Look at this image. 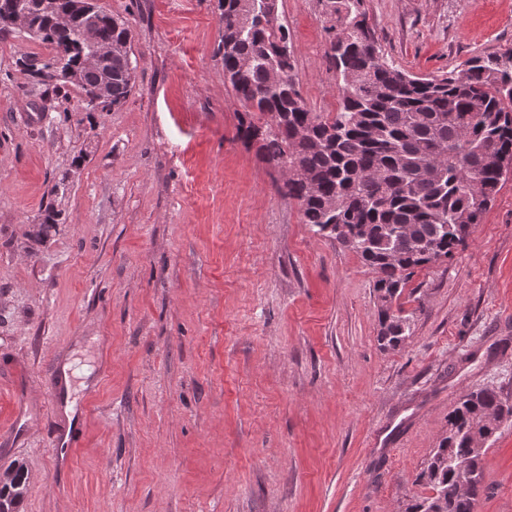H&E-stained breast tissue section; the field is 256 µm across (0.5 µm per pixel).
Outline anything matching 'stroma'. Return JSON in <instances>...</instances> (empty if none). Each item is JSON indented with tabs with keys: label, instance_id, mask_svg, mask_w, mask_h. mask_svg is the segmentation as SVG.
<instances>
[{
	"label": "stroma",
	"instance_id": "obj_1",
	"mask_svg": "<svg viewBox=\"0 0 512 512\" xmlns=\"http://www.w3.org/2000/svg\"><path fill=\"white\" fill-rule=\"evenodd\" d=\"M216 3L100 0L137 65L108 112L17 66L41 42L0 40V472L28 474L19 512H404L460 396L512 404V170L394 301L411 335L381 349L375 272L237 136ZM358 9L416 76L512 49V0ZM280 19L308 108L336 113L323 0H280ZM66 361L93 375L71 418L47 390ZM483 472L477 512H512V418Z\"/></svg>",
	"mask_w": 512,
	"mask_h": 512
}]
</instances>
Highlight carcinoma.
I'll list each match as a JSON object with an SVG mask.
<instances>
[{"instance_id":"carcinoma-1","label":"carcinoma","mask_w":512,"mask_h":512,"mask_svg":"<svg viewBox=\"0 0 512 512\" xmlns=\"http://www.w3.org/2000/svg\"><path fill=\"white\" fill-rule=\"evenodd\" d=\"M217 0L221 40L217 54L245 108L238 132L256 145L263 162L288 171L280 192L298 201L303 223L321 236L331 224L345 228L339 244L377 274L378 342L396 350L410 337L409 318L392 311L415 270L454 255L499 191L512 165V49L475 56L468 68L442 77L399 70L380 55L358 0H326L334 24L330 54L339 75L341 107L313 112L299 90L288 26H271L268 2ZM31 27L49 49L42 60L23 54L17 64L37 69L39 82H70L46 69L59 58L81 67V28L92 23L100 41L122 47L108 59L112 107L132 89L130 29L110 13L88 19L73 0H21ZM58 221L46 207L37 231L43 241ZM512 405L488 389L464 395L448 415L440 438L416 482L432 495L413 497L404 512H476L486 493L482 457ZM0 485V512H17L26 490L21 466Z\"/></svg>"}]
</instances>
